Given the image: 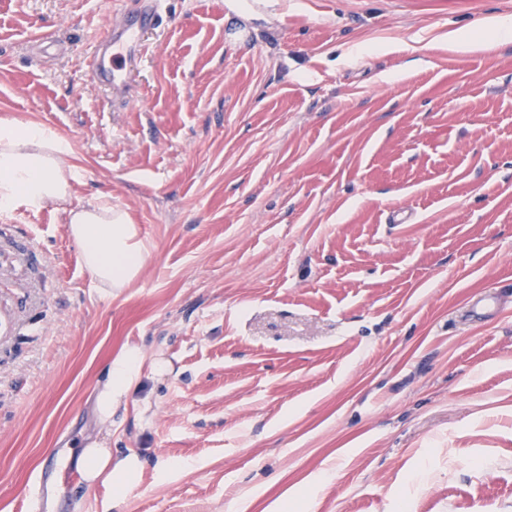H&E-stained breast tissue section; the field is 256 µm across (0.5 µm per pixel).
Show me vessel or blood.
Returning a JSON list of instances; mask_svg holds the SVG:
<instances>
[{
  "mask_svg": "<svg viewBox=\"0 0 512 512\" xmlns=\"http://www.w3.org/2000/svg\"><path fill=\"white\" fill-rule=\"evenodd\" d=\"M139 6L129 22L113 32L110 41L100 45L92 58L97 82L111 89L113 98H124L126 68L140 52V34L152 26L160 13V0H138Z\"/></svg>",
  "mask_w": 512,
  "mask_h": 512,
  "instance_id": "obj_1",
  "label": "vessel or blood"
}]
</instances>
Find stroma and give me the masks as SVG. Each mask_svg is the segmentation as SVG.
Returning a JSON list of instances; mask_svg holds the SVG:
<instances>
[{"label":"stroma","instance_id":"1","mask_svg":"<svg viewBox=\"0 0 512 512\" xmlns=\"http://www.w3.org/2000/svg\"><path fill=\"white\" fill-rule=\"evenodd\" d=\"M133 8L0 0V116L147 249L111 289L0 213V512L44 475L45 512H512V41L452 46L512 0H163L122 102L90 61ZM137 361V355L132 353L111 364L108 374V392L103 399L106 411H112V394H120L130 386ZM111 455L105 448H88L80 457V464L89 480L95 479L108 466Z\"/></svg>","mask_w":512,"mask_h":512}]
</instances>
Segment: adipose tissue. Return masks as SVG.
<instances>
[{
  "instance_id": "adipose-tissue-1",
  "label": "adipose tissue",
  "mask_w": 512,
  "mask_h": 512,
  "mask_svg": "<svg viewBox=\"0 0 512 512\" xmlns=\"http://www.w3.org/2000/svg\"><path fill=\"white\" fill-rule=\"evenodd\" d=\"M82 172L68 140L49 125L0 118V212L63 205L65 222L92 276L121 288L139 271L147 250L127 214L106 197L73 203Z\"/></svg>"
}]
</instances>
